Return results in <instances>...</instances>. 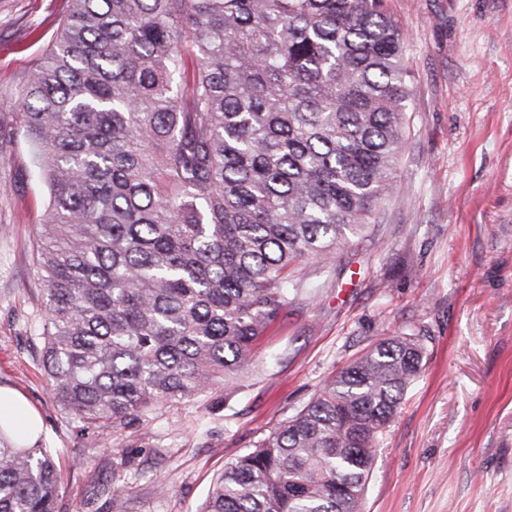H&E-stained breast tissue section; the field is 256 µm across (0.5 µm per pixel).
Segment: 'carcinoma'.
Here are the masks:
<instances>
[{
	"instance_id": "obj_1",
	"label": "carcinoma",
	"mask_w": 512,
	"mask_h": 512,
	"mask_svg": "<svg viewBox=\"0 0 512 512\" xmlns=\"http://www.w3.org/2000/svg\"><path fill=\"white\" fill-rule=\"evenodd\" d=\"M411 93L384 0H72L21 92L46 303L41 364L82 432L234 383L394 190ZM377 343L213 484L201 512H358L420 374ZM0 512H64L0 431Z\"/></svg>"
}]
</instances>
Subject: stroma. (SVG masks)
<instances>
[{
  "label": "stroma",
  "mask_w": 512,
  "mask_h": 512,
  "mask_svg": "<svg viewBox=\"0 0 512 512\" xmlns=\"http://www.w3.org/2000/svg\"><path fill=\"white\" fill-rule=\"evenodd\" d=\"M70 0H0V387L39 415L66 512H200L212 480L375 343L426 338L376 447L361 512H512V0H385L413 95L397 187L364 240L307 264L241 381L78 435L33 316L47 184L26 177L23 83Z\"/></svg>",
  "instance_id": "stroma-1"
}]
</instances>
